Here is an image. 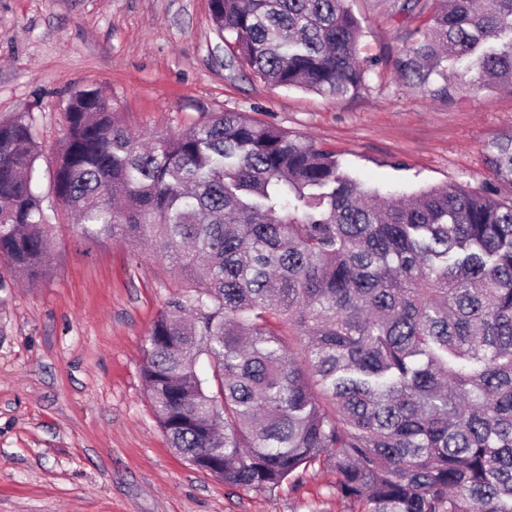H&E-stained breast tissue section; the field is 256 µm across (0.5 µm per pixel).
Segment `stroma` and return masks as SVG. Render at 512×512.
Returning a JSON list of instances; mask_svg holds the SVG:
<instances>
[{
    "label": "stroma",
    "instance_id": "35a3bbf8",
    "mask_svg": "<svg viewBox=\"0 0 512 512\" xmlns=\"http://www.w3.org/2000/svg\"><path fill=\"white\" fill-rule=\"evenodd\" d=\"M402 2L348 0L367 72L357 94L336 99L229 66L208 0H0V119L31 113L44 175L72 92L92 86L143 139L240 112L332 152L383 195L485 191L486 145L512 127V90L448 99L407 85L395 62L434 0L413 13ZM48 264L27 282L0 261V512H349L328 465L297 489L233 490L170 448L144 348L191 280L157 242H96L63 220Z\"/></svg>",
    "mask_w": 512,
    "mask_h": 512
}]
</instances>
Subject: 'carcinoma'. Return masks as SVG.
Instances as JSON below:
<instances>
[{
    "label": "carcinoma",
    "mask_w": 512,
    "mask_h": 512,
    "mask_svg": "<svg viewBox=\"0 0 512 512\" xmlns=\"http://www.w3.org/2000/svg\"><path fill=\"white\" fill-rule=\"evenodd\" d=\"M347 0H208L263 82L356 94ZM403 79L512 88V0H435ZM50 176L92 240L155 238L191 294L151 326L143 367L170 447L231 489L317 463L359 512H512V129L482 194L364 190L334 156L239 112L144 147L78 88ZM31 117L0 120V260L46 273L51 216Z\"/></svg>",
    "instance_id": "obj_1"
}]
</instances>
